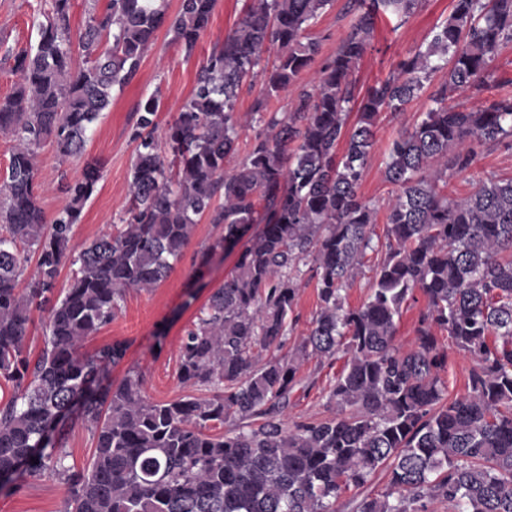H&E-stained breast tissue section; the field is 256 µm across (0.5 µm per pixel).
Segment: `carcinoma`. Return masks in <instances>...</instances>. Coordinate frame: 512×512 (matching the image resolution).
<instances>
[{
  "label": "carcinoma",
  "instance_id": "1",
  "mask_svg": "<svg viewBox=\"0 0 512 512\" xmlns=\"http://www.w3.org/2000/svg\"><path fill=\"white\" fill-rule=\"evenodd\" d=\"M49 2L34 22L36 44L4 53L18 80L0 98V133L15 142L0 172V381L13 389L0 403V489L50 468L69 485L66 512H336L343 493L384 469L386 490L363 496L355 512H429L435 500L453 512H512V256L503 257L512 253V179L489 178L463 198L443 190L448 172L470 168L477 148L512 143L511 96L448 105L456 94L507 84L493 63L512 42V0H453L426 48L360 98L353 74L377 18L402 22L424 0H348L349 30L322 60L308 30L333 0H251L203 61L166 149L155 136L158 98L140 105L128 217L76 254L74 226L100 166L88 162L80 180L61 184L70 203L49 221L37 197L38 149L82 155L91 125L136 77L157 31L167 26L170 42L191 55L217 0H181L172 17L165 0H110L102 13L89 0L76 39L71 0ZM247 80L261 81L255 111L282 98L293 110L260 117L250 151L226 172ZM428 89L432 106L388 150L385 180L395 196L384 257L366 300L347 308L343 291L377 224L359 193L377 117ZM354 106L359 120L350 127ZM204 215L223 226L216 245L226 250L261 228L180 344L179 380L213 394L151 402L140 376L109 378L125 343L93 355L82 343L112 322L127 291L169 277ZM31 252L38 259L26 279ZM307 262L317 315L295 353L262 363L296 323ZM66 264L70 280L56 296ZM417 292L426 307L405 348L397 319ZM44 308V344L33 357L31 314ZM439 330L477 361L463 396L448 392ZM339 353L347 360L328 392L336 414L288 426L297 356L322 363ZM79 421L96 446L75 471L56 447L66 424Z\"/></svg>",
  "mask_w": 512,
  "mask_h": 512
}]
</instances>
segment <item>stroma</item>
<instances>
[{
  "instance_id": "obj_1",
  "label": "stroma",
  "mask_w": 512,
  "mask_h": 512,
  "mask_svg": "<svg viewBox=\"0 0 512 512\" xmlns=\"http://www.w3.org/2000/svg\"><path fill=\"white\" fill-rule=\"evenodd\" d=\"M44 2L0 0V56L6 47L36 42L32 16ZM247 2L218 0L209 28L189 57L170 43L166 30H158L154 44L142 58L136 78L123 90L114 92L111 105L94 125L83 157H60L49 145L39 149L40 205L50 219L69 204L67 196L58 188L60 173L79 178L87 157L102 165L101 178L77 223L75 245L111 231L113 222L127 206L130 168L136 153L130 134L138 118L139 104L157 96L160 101L157 121L160 128H167L192 90L203 60L235 28ZM345 3L346 0H334L333 6L309 30L310 36L320 42L323 54L332 53L349 29L351 17L344 10ZM451 11L452 0H424L422 7L401 27L395 29L391 24L379 23L372 45L355 74L357 94H364L377 79L387 76L401 58L426 46L433 30L447 21ZM260 96L261 86L257 83L242 85L238 92L237 107L244 130L235 155L224 164L225 169H232L250 147L259 128L254 107ZM429 106L427 96L423 95L414 99L405 111L383 112L378 116L376 141L360 186L362 196L378 210H385L392 196L393 187L384 177L389 145L400 131L418 122ZM491 175L512 178L511 146L503 143L479 148L476 163L468 171L452 177L449 188L462 196L479 180ZM222 233V227L210 224L208 218H200L182 259L169 277L151 291H128L112 323L84 342L83 350L90 354L116 341L126 343L124 359L110 369L113 381H121L129 374H141L143 394L153 402L204 396V389L179 381V346L211 292L236 269L238 252L228 253L215 245ZM208 246L215 249L210 264L196 267L197 253ZM384 252V226L379 223L360 272L344 292L346 306L356 307L364 301L372 283L373 268ZM190 290L196 294L192 302L186 299ZM344 363L341 354L331 365L315 359L302 362L299 382L285 412L288 422L322 420L334 415L336 407L329 403L328 391ZM69 496L67 484L46 468L25 476L17 488L1 490L0 512H64Z\"/></svg>"
}]
</instances>
